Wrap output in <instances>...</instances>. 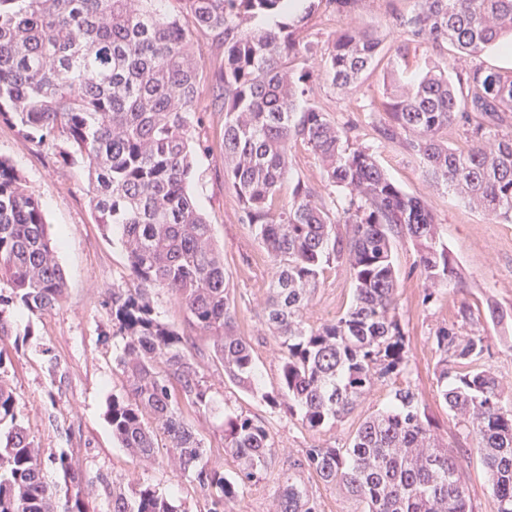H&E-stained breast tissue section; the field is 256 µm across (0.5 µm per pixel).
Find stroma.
<instances>
[{
    "mask_svg": "<svg viewBox=\"0 0 512 512\" xmlns=\"http://www.w3.org/2000/svg\"><path fill=\"white\" fill-rule=\"evenodd\" d=\"M415 0H359L357 19L381 36L380 59L397 52L391 21L411 12ZM192 50L205 81L197 102L203 121L197 138L209 145L195 157L196 175L190 184L211 226L212 240L224 257L229 292L236 303V333L254 350L265 391L279 386L281 347L266 322V302L273 275L272 263L250 225L241 219L233 188L224 182V114L212 91L211 78L224 59V48L211 34L198 32ZM382 69L364 77V91L341 93L323 87L319 103L337 125L354 122L358 135L372 145L378 164L406 194L419 198L435 216L437 234L457 261L462 278L436 287L424 302L427 286L415 267L412 242L397 239L393 257L398 270V315L410 354L404 376L377 382L372 396L342 421L313 431L282 407L231 383L212 358V338L189 326L180 301L164 290L151 294L164 323L190 336L199 352L197 369L204 386L219 406L261 421L274 440L270 467L244 491L243 512H273L279 480L289 464L313 446L344 447L362 420L384 407L395 387L405 384L419 394L440 425L445 445L475 447L473 436L449 415L438 396L436 369L440 354L436 332L456 320L459 310L472 313L462 333L484 336L488 350L483 364L512 389V222L490 220L454 190L432 181L419 162L410 160L402 145L381 138L373 121H385L387 96ZM63 140L36 145L26 141L12 124L0 121V157L8 158L24 179L27 191L43 206L48 233L56 243V259L67 290L47 313L34 316L13 310L14 336L0 340L8 356L0 375L18 396L19 418L44 452L65 451L83 475L82 494L90 512H112V495L128 490V475L138 472L164 496L174 498L180 512H206L209 493L189 478L178 477L168 449H158L153 463L137 466L112 435L106 420L112 395L126 391V377L118 364L123 340L113 333L110 296L115 286H132L127 254L118 234L103 231L90 208V187L82 162L62 163ZM290 181H303L327 207L340 203L339 194L325 186L318 158L299 144L291 150ZM353 299V284L344 266L327 267L304 317L319 326L341 316ZM184 417L195 427L207 449L209 466L234 475L237 458L224 451L220 418L190 406Z\"/></svg>",
    "mask_w": 512,
    "mask_h": 512,
    "instance_id": "stroma-1",
    "label": "stroma"
}]
</instances>
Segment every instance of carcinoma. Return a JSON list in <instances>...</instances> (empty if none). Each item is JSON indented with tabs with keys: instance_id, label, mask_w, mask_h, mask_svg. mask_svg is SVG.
Here are the masks:
<instances>
[{
	"instance_id": "obj_1",
	"label": "carcinoma",
	"mask_w": 512,
	"mask_h": 512,
	"mask_svg": "<svg viewBox=\"0 0 512 512\" xmlns=\"http://www.w3.org/2000/svg\"><path fill=\"white\" fill-rule=\"evenodd\" d=\"M0 0V120L35 144L63 139L62 160H82L90 206L104 230L115 228L136 287L112 289V320L124 342L119 364L128 394L112 396V433L141 464L165 442L180 476L210 490L208 512H226L267 470L269 430L244 413L224 414V449L240 461L232 477L208 466L205 449L180 401L208 411L194 347L159 320L150 300L164 289L182 300L188 322L214 338V357L237 386L285 405L318 430L366 400L377 381L404 374L408 350L396 313L393 242L417 247L420 276L431 284L461 278L435 220L377 163L370 146L351 139L316 101L319 84L360 86L374 69L382 39L351 20L358 0H307L304 14L273 27L247 23L283 15L288 0ZM394 18L402 37L389 69L388 122L379 129L401 141L436 181L480 206L492 220L512 221V70L476 66L455 73L430 67L415 83L394 78L410 46L448 45L477 57L512 41V0H415ZM349 22L334 35L327 56L300 39L319 10ZM210 31L224 44L215 73L224 111V181L236 192L242 220L254 228L274 266L266 318L281 339L279 388L266 392L251 345L234 333L236 310L214 248L211 226L189 192L193 156L208 150L194 138L202 73L192 35ZM464 128L469 148L439 137ZM321 161L325 187L343 196L333 211L312 200L305 183L280 201L293 144ZM347 224L345 238L336 225ZM346 266L354 285L350 307L317 327L304 319L320 276ZM66 286L46 232L41 203L18 171L0 158V338L14 333L8 309L51 310ZM440 352L438 396L477 440L493 512H512V401L481 364L485 337L463 336L452 322L435 335ZM465 456L443 445L438 426L407 386L370 413L344 448L315 447L288 468L275 512H321L303 473L354 499L359 512H474L462 480ZM55 465L67 488L56 499L43 480ZM131 496L112 497V512H178L172 500L130 478ZM0 512H89L65 452L43 457L19 420L18 398L0 376Z\"/></svg>"
}]
</instances>
